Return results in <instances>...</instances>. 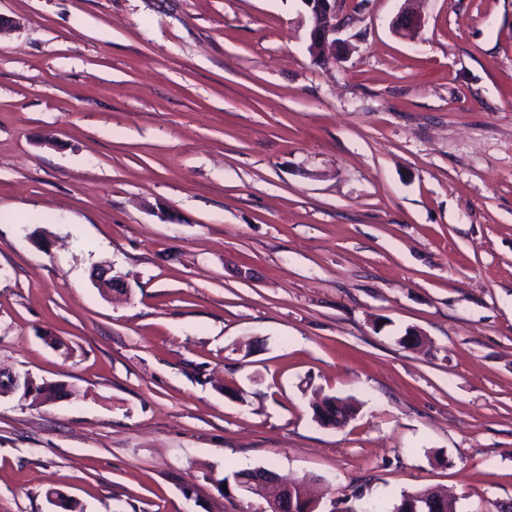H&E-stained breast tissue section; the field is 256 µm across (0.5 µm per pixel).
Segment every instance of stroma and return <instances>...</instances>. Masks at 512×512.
<instances>
[{
	"label": "stroma",
	"instance_id": "1",
	"mask_svg": "<svg viewBox=\"0 0 512 512\" xmlns=\"http://www.w3.org/2000/svg\"><path fill=\"white\" fill-rule=\"evenodd\" d=\"M403 7L323 65L302 0H0V369L67 390L0 398V512L512 501V0ZM274 485L277 488L276 493L269 496ZM238 489L254 498L266 499L276 512H299L297 507L301 509L300 512H321L318 510L319 500L313 498L301 482H277L266 474L264 478L238 484ZM271 507L268 505L267 511Z\"/></svg>",
	"mask_w": 512,
	"mask_h": 512
}]
</instances>
